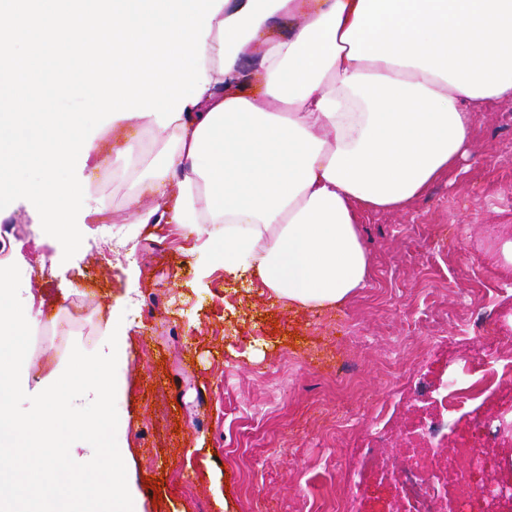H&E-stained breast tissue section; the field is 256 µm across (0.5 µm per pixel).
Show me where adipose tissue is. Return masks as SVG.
I'll return each mask as SVG.
<instances>
[{
  "instance_id": "1",
  "label": "adipose tissue",
  "mask_w": 512,
  "mask_h": 512,
  "mask_svg": "<svg viewBox=\"0 0 512 512\" xmlns=\"http://www.w3.org/2000/svg\"><path fill=\"white\" fill-rule=\"evenodd\" d=\"M0 17L29 74L0 49L1 198L93 215L58 174L99 145L53 107L89 98L113 127L169 132L147 174L168 221L210 225L225 274L301 308L364 287L360 213L416 199L512 101V0H0Z\"/></svg>"
}]
</instances>
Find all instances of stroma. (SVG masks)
<instances>
[{
	"label": "stroma",
	"instance_id": "stroma-1",
	"mask_svg": "<svg viewBox=\"0 0 512 512\" xmlns=\"http://www.w3.org/2000/svg\"><path fill=\"white\" fill-rule=\"evenodd\" d=\"M100 142L97 161L74 162L62 179L90 185L113 220L105 229L83 212L66 227L50 224L24 193L0 200V225L31 226L38 251L0 256L17 265L23 305L39 304L27 354L32 375L64 369L72 346L91 348L111 314L128 328L126 392L116 400L127 424L123 460L140 512H312L322 494L348 496L353 512H390L394 474L412 460L402 428L438 412L419 410L415 386L441 388L448 375H481L489 349L512 352V101L485 111L469 154L406 208L362 214L370 260L365 287L343 304L302 310L260 281L224 273L205 244L206 230L125 223L126 204L154 200L138 172L161 162L168 132L136 122L113 132L108 118L86 116ZM139 145L133 157L126 144ZM115 169L119 181L98 183ZM131 250L101 260L108 236ZM98 283L84 287L81 268ZM83 306L82 321L68 312ZM350 374L353 390L337 391ZM476 412L449 407L448 445L436 449L441 472L468 470L476 493L449 502L464 512H512V498L482 495L483 485H512V432L491 438L478 414L512 419V389L478 401ZM386 438L390 475L363 463L373 429ZM489 461L469 469L459 445ZM155 478L159 487L147 486Z\"/></svg>",
	"mask_w": 512,
	"mask_h": 512
}]
</instances>
